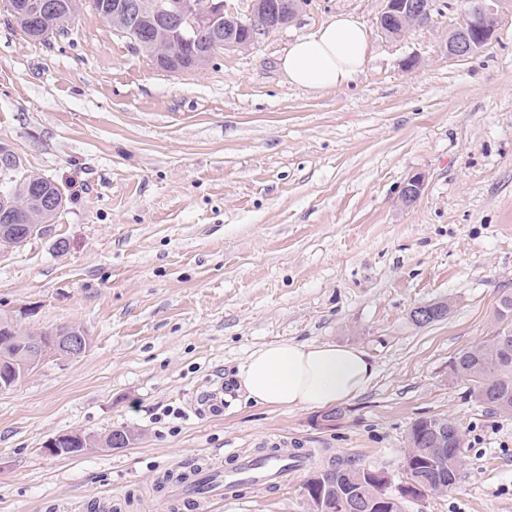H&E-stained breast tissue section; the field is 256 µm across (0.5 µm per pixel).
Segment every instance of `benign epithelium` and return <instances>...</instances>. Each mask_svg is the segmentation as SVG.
Wrapping results in <instances>:
<instances>
[{"mask_svg": "<svg viewBox=\"0 0 512 512\" xmlns=\"http://www.w3.org/2000/svg\"><path fill=\"white\" fill-rule=\"evenodd\" d=\"M294 0H252L247 17L229 11L226 0H171L173 8L163 10L158 22L173 28L183 40L192 42L194 35L208 30L224 36V50L248 49L274 31L289 24L297 15ZM500 0H471L470 8L460 25L448 35L443 50L450 57H466L479 52L492 39ZM431 0H385L382 16H392L401 21L416 15L425 21L432 15ZM19 159L8 149L0 147V178H24ZM423 188V179L413 176L403 189V201L417 199ZM44 224H1L0 252L12 248L26 239L44 231ZM449 305L437 302L420 306L413 311V319H442L448 314ZM53 340L43 343L37 339L23 345V351L9 367L11 377L26 378L46 360H77L90 348L91 337L86 330L65 327L52 333ZM74 442L84 448H110L112 440L95 435H59L48 440L44 449L55 456L69 455L66 444Z\"/></svg>", "mask_w": 512, "mask_h": 512, "instance_id": "7a95c632", "label": "benign epithelium"}]
</instances>
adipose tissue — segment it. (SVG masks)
Returning <instances> with one entry per match:
<instances>
[{"label":"adipose tissue","mask_w":512,"mask_h":512,"mask_svg":"<svg viewBox=\"0 0 512 512\" xmlns=\"http://www.w3.org/2000/svg\"><path fill=\"white\" fill-rule=\"evenodd\" d=\"M369 48L365 24L341 13L295 40L280 67L293 85L339 88L363 69ZM375 375L373 363L360 348L280 341L251 353L239 366L236 380L247 398L261 405L325 409L363 394Z\"/></svg>","instance_id":"1"}]
</instances>
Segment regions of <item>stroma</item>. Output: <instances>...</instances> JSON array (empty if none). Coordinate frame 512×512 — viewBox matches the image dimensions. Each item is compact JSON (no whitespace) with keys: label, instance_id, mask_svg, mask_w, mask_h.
<instances>
[{"label":"stroma","instance_id":"1","mask_svg":"<svg viewBox=\"0 0 512 512\" xmlns=\"http://www.w3.org/2000/svg\"><path fill=\"white\" fill-rule=\"evenodd\" d=\"M383 6L309 0L251 48L173 74L93 10L39 43L0 0V146L66 199L45 232L0 253V317L91 338L83 357L0 390V512H168L154 489L165 473L264 448L316 450L395 487L411 426L432 415L463 434L459 475L405 512H512V413L450 371L512 293V0L465 58L442 49L462 0H435L431 22L398 39L377 29ZM339 13L370 32L364 70L332 90L290 84L281 58ZM440 301L446 318L415 324ZM282 340L357 346L375 379L328 425L247 401L238 367ZM221 388L223 412H199ZM123 426L138 433L125 448L43 449ZM309 474L237 489L212 512H311Z\"/></svg>","mask_w":512,"mask_h":512}]
</instances>
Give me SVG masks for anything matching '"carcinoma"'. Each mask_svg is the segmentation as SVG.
I'll return each mask as SVG.
<instances>
[{
	"mask_svg": "<svg viewBox=\"0 0 512 512\" xmlns=\"http://www.w3.org/2000/svg\"><path fill=\"white\" fill-rule=\"evenodd\" d=\"M13 9L11 17L21 32L36 27L48 32L49 37L68 30L67 24L85 5L91 6L103 19L112 22V7L116 0H8ZM146 10L143 19L132 28L125 26L126 38L136 41L145 56L160 55L172 66L186 71L194 68L198 56L220 52L212 46L209 36L203 34L193 44L182 42L170 30L153 25V13L166 0H143ZM47 37V38H49ZM42 38V41H47ZM10 191L24 206L12 210L15 224L43 223L53 219L54 207L36 206L30 197L40 194L50 200L59 195L54 183L38 182L0 184V190ZM453 374L471 382L477 401L499 412L512 413V295H504L495 311V322L490 336L459 354L453 364ZM441 416L417 420L410 431L412 443L405 462L406 482L420 486L415 497L437 492L454 485L461 463L462 435L454 422H448V457L438 458L433 453V427ZM383 476L368 468L331 462L313 471L305 481L309 499L313 491L323 495V512H404L403 502L384 498L379 481Z\"/></svg>",
	"mask_w": 512,
	"mask_h": 512,
	"instance_id": "obj_1",
	"label": "carcinoma"
}]
</instances>
